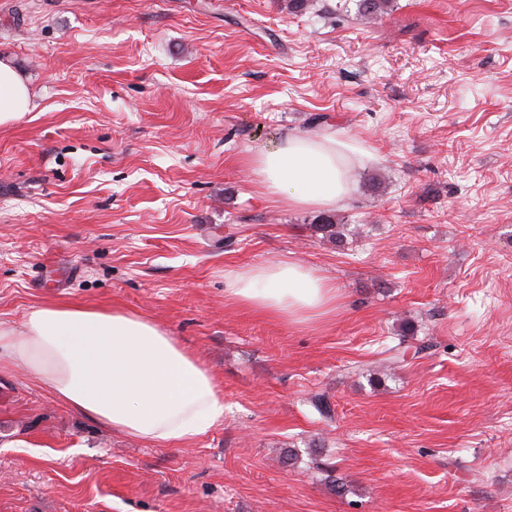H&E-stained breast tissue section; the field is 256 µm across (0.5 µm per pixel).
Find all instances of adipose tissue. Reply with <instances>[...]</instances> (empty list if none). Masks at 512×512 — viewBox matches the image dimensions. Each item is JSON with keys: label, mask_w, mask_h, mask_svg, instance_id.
I'll return each mask as SVG.
<instances>
[{"label": "adipose tissue", "mask_w": 512, "mask_h": 512, "mask_svg": "<svg viewBox=\"0 0 512 512\" xmlns=\"http://www.w3.org/2000/svg\"><path fill=\"white\" fill-rule=\"evenodd\" d=\"M23 73L0 56V125L35 111ZM361 140L291 134L258 153L251 169L265 192L297 208L330 209L352 192L349 163ZM240 304L289 323L332 313L333 283L296 261L228 275ZM0 363L27 369L59 401L125 434L158 445L189 442L224 418L213 376L169 332L122 309L46 304L21 327L0 322Z\"/></svg>", "instance_id": "ef3b65f1"}]
</instances>
